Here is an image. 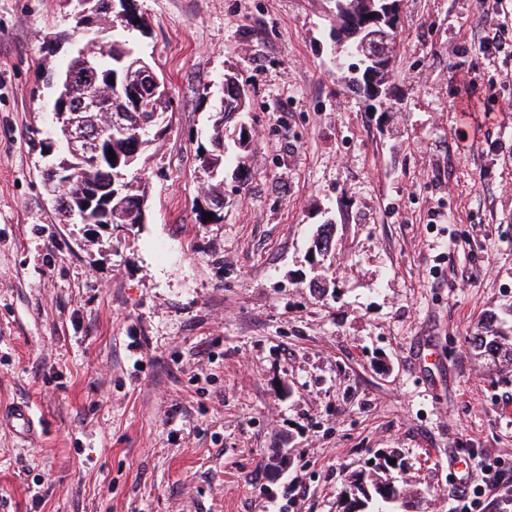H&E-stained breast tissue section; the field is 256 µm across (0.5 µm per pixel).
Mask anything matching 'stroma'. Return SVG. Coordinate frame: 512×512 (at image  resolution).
Masks as SVG:
<instances>
[{
  "label": "stroma",
  "mask_w": 512,
  "mask_h": 512,
  "mask_svg": "<svg viewBox=\"0 0 512 512\" xmlns=\"http://www.w3.org/2000/svg\"><path fill=\"white\" fill-rule=\"evenodd\" d=\"M137 12L172 99L128 173L145 221L65 224L40 72L72 54L74 6L0 0V406L40 424L0 426V512H338L364 474L452 512L450 458L512 468V372L469 343L512 328V0H402L385 110L337 68L329 0ZM230 67L252 142L226 147L208 219Z\"/></svg>",
  "instance_id": "obj_1"
}]
</instances>
